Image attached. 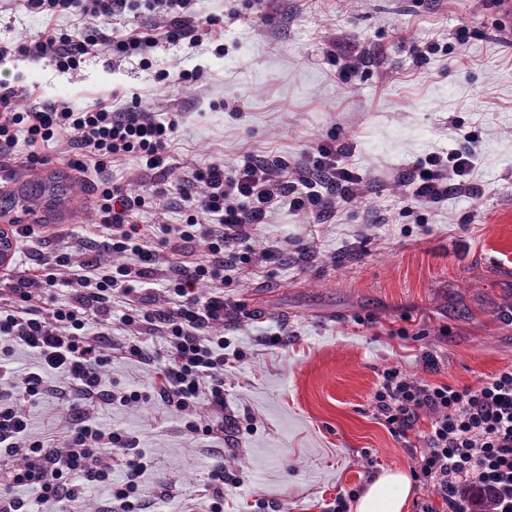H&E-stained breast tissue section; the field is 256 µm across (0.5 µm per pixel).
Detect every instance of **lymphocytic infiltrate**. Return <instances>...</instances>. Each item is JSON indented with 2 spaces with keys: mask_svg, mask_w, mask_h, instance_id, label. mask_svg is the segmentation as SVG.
<instances>
[{
  "mask_svg": "<svg viewBox=\"0 0 512 512\" xmlns=\"http://www.w3.org/2000/svg\"><path fill=\"white\" fill-rule=\"evenodd\" d=\"M148 10L169 23L166 38L172 43L198 47L211 18L191 11V0H145ZM131 0H24L25 8L44 15L81 14L110 18L129 8ZM151 43L137 38H112L85 27L71 34L50 36L22 46V53L47 57L61 71L77 69L86 55L106 47L119 54L145 51ZM18 88L0 81V153L14 144L17 130L30 143L62 134L75 150V169L124 157L137 170L167 171L169 144L178 129L176 119L158 120L144 109L115 112L99 105L86 112L46 100L18 112L13 100ZM348 145L337 140L311 147V163L288 174L282 165L261 155L246 157L242 165L225 170L212 163L193 170L167 187H155L153 196L177 200L189 215L177 228H163L161 236L148 234L134 220L135 202L122 185L109 183L99 199L100 224L107 238L97 257L78 263L66 281L73 290L68 305L55 306L50 295L56 277L43 272L12 281L0 292V341L24 345L37 366L24 373L15 387L17 397L41 398L55 394L71 410V426L64 440L33 439L28 423L17 409L0 402V512H25L11 487L37 489L38 512L55 504L78 501L86 484L108 485L113 512H144L137 498L138 480L147 468L145 453H130V439L120 429L105 431L90 411L97 403L148 402L158 398L180 412L193 413L200 402L215 412L213 424L224 425V339L208 329L222 324L231 302L224 295V269L236 265L240 249L253 225L265 223L270 212L283 205L312 206L318 216L330 217L339 208L358 202L362 176L347 157ZM475 148L450 157L432 155L416 161L400 174L409 199L429 206L462 190V178L471 176ZM207 239L205 257L194 244ZM129 252L136 265L112 266L109 255ZM164 268L172 299L167 307L143 311L146 323H160L170 342L166 367L148 389H102L100 373L107 363L101 346L112 329V297L131 294L149 269ZM206 293H198L199 282ZM95 318L100 336L84 334L88 318ZM67 379V387L49 385L50 375ZM375 404L390 431L403 435L413 429L422 412L433 417L420 456L422 480L436 488L441 507L423 503L420 512H512V367L482 380L477 387L458 388L413 380L388 369L374 394ZM126 455L124 475L113 483L104 463L108 454ZM22 454L24 463L10 465V453Z\"/></svg>",
  "mask_w": 512,
  "mask_h": 512,
  "instance_id": "1",
  "label": "lymphocytic infiltrate"
}]
</instances>
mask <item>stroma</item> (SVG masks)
<instances>
[{"label":"stroma","mask_w":512,"mask_h":512,"mask_svg":"<svg viewBox=\"0 0 512 512\" xmlns=\"http://www.w3.org/2000/svg\"><path fill=\"white\" fill-rule=\"evenodd\" d=\"M497 0H192L219 18L200 47L166 41L155 15L138 7L94 27L117 37L150 34L146 56L103 49L60 72L46 58L21 54L0 63V81L19 86L18 111L50 99L76 110L108 102L177 117L169 147L173 181L211 163L226 169L258 154L296 167L305 148L337 138L363 177L365 195L334 217L283 208L254 225L250 245H280L279 263L249 262L228 271L227 294L241 313L224 336V428L206 432L213 411L195 416L160 401L101 405L100 424L121 428L153 458L137 496L151 512H210L207 474L226 465L224 512H325L337 494L362 492L386 469L412 479L407 512L435 501L419 478L429 414L404 435L374 407L385 369L434 384L477 386L512 365V29ZM75 17L35 15L21 0H0V42L14 46L70 34ZM428 47L426 59L412 48ZM183 71L194 72L180 82ZM477 146L472 189L432 208L417 206L401 171L433 153ZM18 139L0 154V184L26 197L51 186L26 219L32 242L19 246L12 275L41 258L78 259L84 244L105 240L97 212L103 181L142 197L138 223H185L180 205L155 204L154 175L137 179L131 162L77 172L56 141L48 164L23 167ZM407 336H399V329ZM143 363L125 353L124 331L104 380L140 390L163 368L164 334L144 324ZM436 369H426L424 353ZM31 434L64 438L66 404L22 402Z\"/></svg>","instance_id":"obj_1"}]
</instances>
